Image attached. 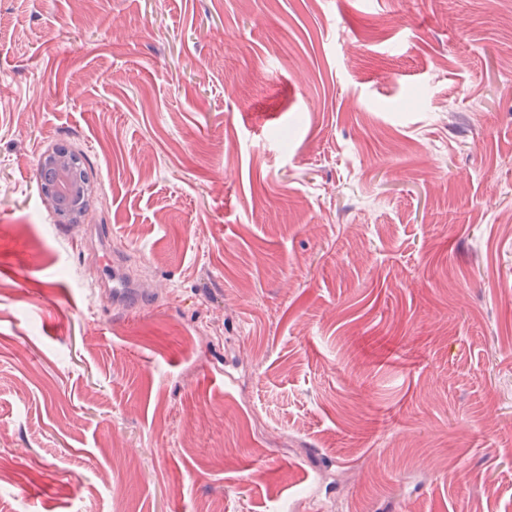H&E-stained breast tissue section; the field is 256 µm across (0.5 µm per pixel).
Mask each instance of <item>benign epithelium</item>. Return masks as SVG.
<instances>
[{"mask_svg": "<svg viewBox=\"0 0 512 512\" xmlns=\"http://www.w3.org/2000/svg\"><path fill=\"white\" fill-rule=\"evenodd\" d=\"M39 167L48 178L39 183L40 193L53 210L57 223L78 226L85 221L93 184L74 152L55 147L45 152Z\"/></svg>", "mask_w": 512, "mask_h": 512, "instance_id": "1", "label": "benign epithelium"}]
</instances>
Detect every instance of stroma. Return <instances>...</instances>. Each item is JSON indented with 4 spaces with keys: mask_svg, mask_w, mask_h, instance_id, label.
I'll list each match as a JSON object with an SVG mask.
<instances>
[{
    "mask_svg": "<svg viewBox=\"0 0 512 512\" xmlns=\"http://www.w3.org/2000/svg\"><path fill=\"white\" fill-rule=\"evenodd\" d=\"M316 499L512 512V0H0V512ZM39 167L40 193L53 210L57 224L79 226L85 217L93 184L77 154L63 147L45 152ZM108 267L109 272L97 283L110 295L113 309L131 312L155 301L153 294L123 273L114 257Z\"/></svg>",
    "mask_w": 512,
    "mask_h": 512,
    "instance_id": "obj_1",
    "label": "stroma"
}]
</instances>
